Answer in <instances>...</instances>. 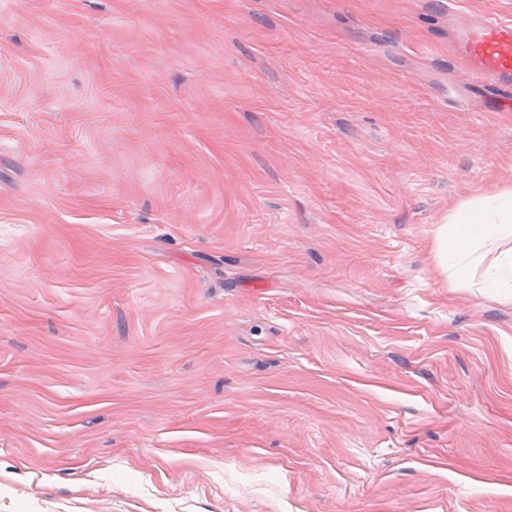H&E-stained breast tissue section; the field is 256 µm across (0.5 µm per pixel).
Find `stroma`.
Returning <instances> with one entry per match:
<instances>
[{"instance_id": "1", "label": "stroma", "mask_w": 512, "mask_h": 512, "mask_svg": "<svg viewBox=\"0 0 512 512\" xmlns=\"http://www.w3.org/2000/svg\"><path fill=\"white\" fill-rule=\"evenodd\" d=\"M512 0H0V512H512V186L455 50ZM434 259L449 288L512 297V188L483 190L448 210L434 230Z\"/></svg>"}]
</instances>
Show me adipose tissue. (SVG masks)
I'll return each instance as SVG.
<instances>
[{"instance_id":"obj_1","label":"adipose tissue","mask_w":512,"mask_h":512,"mask_svg":"<svg viewBox=\"0 0 512 512\" xmlns=\"http://www.w3.org/2000/svg\"><path fill=\"white\" fill-rule=\"evenodd\" d=\"M434 259L449 287L492 300L512 290V188L484 190L451 207L434 230Z\"/></svg>"}]
</instances>
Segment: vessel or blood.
<instances>
[{"mask_svg":"<svg viewBox=\"0 0 512 512\" xmlns=\"http://www.w3.org/2000/svg\"><path fill=\"white\" fill-rule=\"evenodd\" d=\"M459 51L469 59L475 82H512V21L488 14L465 30Z\"/></svg>","mask_w":512,"mask_h":512,"instance_id":"obj_1","label":"vessel or blood"}]
</instances>
